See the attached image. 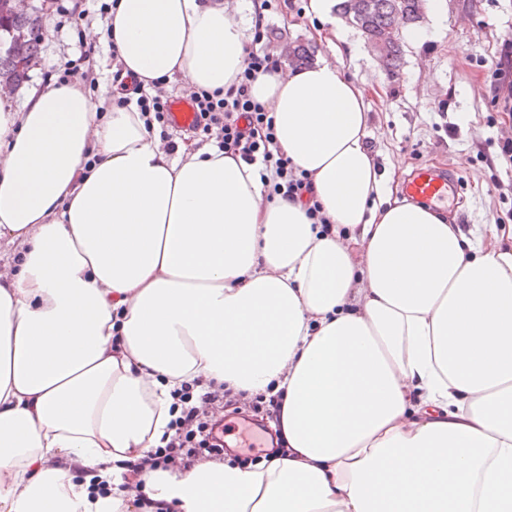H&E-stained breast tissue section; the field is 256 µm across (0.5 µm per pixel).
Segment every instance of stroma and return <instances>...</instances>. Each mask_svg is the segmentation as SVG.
Masks as SVG:
<instances>
[{"label":"stroma","mask_w":512,"mask_h":512,"mask_svg":"<svg viewBox=\"0 0 512 512\" xmlns=\"http://www.w3.org/2000/svg\"><path fill=\"white\" fill-rule=\"evenodd\" d=\"M108 0H32L43 17V39L28 79L11 96L24 110L31 89L44 87V75L67 60L79 59L83 30L99 22ZM306 0H272L266 13L272 50L283 42L310 44L315 26ZM422 44L404 40L397 74L387 73L364 34L342 24L343 36L357 42L343 70L367 85L383 88L385 102L370 98L369 136L380 173L403 177L417 163L454 171L464 183L460 204L442 212L465 235L483 225H512V165L499 144L512 138V109L495 90L492 73L504 40L512 39V0H445L442 15L427 14Z\"/></svg>","instance_id":"obj_1"}]
</instances>
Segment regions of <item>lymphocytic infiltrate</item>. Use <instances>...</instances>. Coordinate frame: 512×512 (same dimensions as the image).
<instances>
[{
	"label": "lymphocytic infiltrate",
	"mask_w": 512,
	"mask_h": 512,
	"mask_svg": "<svg viewBox=\"0 0 512 512\" xmlns=\"http://www.w3.org/2000/svg\"><path fill=\"white\" fill-rule=\"evenodd\" d=\"M286 59L270 52L265 40L264 24H257L254 37L246 46L244 69L236 85L225 92L204 89L192 91L189 96L198 114L191 127L192 136L201 139L218 137V146L225 153L240 157L247 164H263L270 171V191L293 198L307 192L310 180L296 171L280 153L271 117L266 106L251 95L254 80L262 74H272L286 66ZM181 412L170 428L172 433L165 446L152 449L142 459L128 462L125 476L128 489H137L141 476L148 469H187L194 465L199 450L215 454L219 447L212 443L214 428L210 408L224 404L228 413L239 414L241 404H248L262 422H279L282 399L262 395L244 400L237 395H226L217 390L193 393L184 388L179 395Z\"/></svg>",
	"instance_id": "1"
}]
</instances>
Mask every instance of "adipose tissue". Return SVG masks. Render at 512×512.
Masks as SVG:
<instances>
[{
  "mask_svg": "<svg viewBox=\"0 0 512 512\" xmlns=\"http://www.w3.org/2000/svg\"><path fill=\"white\" fill-rule=\"evenodd\" d=\"M255 20L251 0H117L97 99L0 97V512H512V225L486 244L387 195L338 60L251 89L327 233L260 165L170 154L111 106L118 66L146 91L227 90ZM198 382L281 395L287 455L128 491Z\"/></svg>",
  "mask_w": 512,
  "mask_h": 512,
  "instance_id": "adipose-tissue-1",
  "label": "adipose tissue"
}]
</instances>
